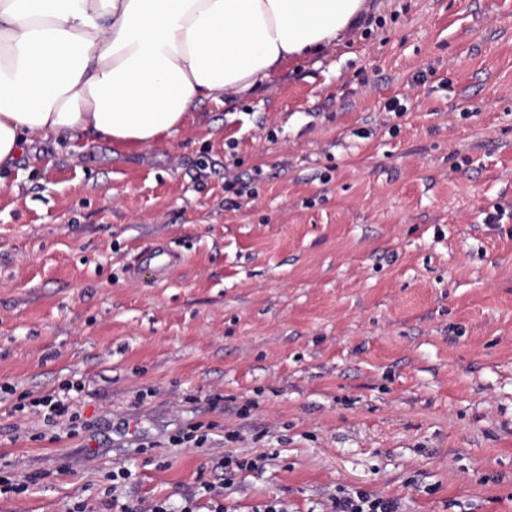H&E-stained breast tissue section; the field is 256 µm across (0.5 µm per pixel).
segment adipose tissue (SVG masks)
<instances>
[{"label": "adipose tissue", "instance_id": "obj_1", "mask_svg": "<svg viewBox=\"0 0 512 512\" xmlns=\"http://www.w3.org/2000/svg\"><path fill=\"white\" fill-rule=\"evenodd\" d=\"M366 0H0V169L35 138L149 147L321 52Z\"/></svg>", "mask_w": 512, "mask_h": 512}]
</instances>
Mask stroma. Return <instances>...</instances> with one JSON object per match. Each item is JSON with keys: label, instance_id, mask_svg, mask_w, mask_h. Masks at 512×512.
I'll list each match as a JSON object with an SVG mask.
<instances>
[{"label": "stroma", "instance_id": "35a3bbf8", "mask_svg": "<svg viewBox=\"0 0 512 512\" xmlns=\"http://www.w3.org/2000/svg\"><path fill=\"white\" fill-rule=\"evenodd\" d=\"M229 456L264 467L228 487ZM0 482V512H212L205 483L230 512H512V0H369L153 147L27 145L0 172ZM323 512H401L395 499L375 497L365 491H354L335 496Z\"/></svg>", "mask_w": 512, "mask_h": 512}]
</instances>
